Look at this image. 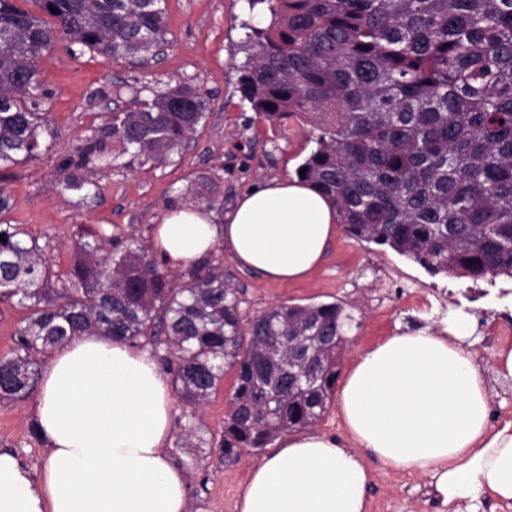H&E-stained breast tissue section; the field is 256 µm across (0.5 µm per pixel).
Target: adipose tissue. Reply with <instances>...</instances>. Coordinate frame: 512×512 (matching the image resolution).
I'll list each match as a JSON object with an SVG mask.
<instances>
[{"label":"adipose tissue","instance_id":"adipose-tissue-1","mask_svg":"<svg viewBox=\"0 0 512 512\" xmlns=\"http://www.w3.org/2000/svg\"><path fill=\"white\" fill-rule=\"evenodd\" d=\"M336 208L309 183L269 179L224 216L169 209L152 245L185 270L221 251L265 282L305 280L336 237ZM469 315L448 333L388 338L347 369L338 413L353 442L307 429L256 462L237 512H366L371 454L423 473L452 512H478L483 495L512 502V422L493 426L484 372L465 341ZM47 445L40 474L0 448V512H191L187 477L170 454L172 395L151 353L101 336L51 352L34 398Z\"/></svg>","mask_w":512,"mask_h":512}]
</instances>
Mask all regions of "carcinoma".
Masks as SVG:
<instances>
[{"label":"carcinoma","instance_id":"obj_1","mask_svg":"<svg viewBox=\"0 0 512 512\" xmlns=\"http://www.w3.org/2000/svg\"><path fill=\"white\" fill-rule=\"evenodd\" d=\"M0 0V171L48 153L33 101L37 64L58 43L75 55L151 54L166 42L161 0ZM270 21L249 27L240 77L251 108L317 131L300 179L336 205L351 239L387 247L432 276L512 278V0H250ZM55 11H50V8ZM206 94L177 84L91 131L55 180L89 194L91 168L124 154L167 164L206 117ZM202 204L223 213L217 185ZM0 298L30 310L0 358V402L28 398L38 356L83 335L163 344L174 387L193 410L235 371L220 448L230 459L314 427L335 393L356 306L279 304L247 319L215 256L180 282L151 247L84 228L62 276L49 244L4 217Z\"/></svg>","mask_w":512,"mask_h":512}]
</instances>
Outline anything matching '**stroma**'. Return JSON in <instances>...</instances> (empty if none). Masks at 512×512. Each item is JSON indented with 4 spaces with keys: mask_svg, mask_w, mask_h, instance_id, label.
Masks as SVG:
<instances>
[{
    "mask_svg": "<svg viewBox=\"0 0 512 512\" xmlns=\"http://www.w3.org/2000/svg\"><path fill=\"white\" fill-rule=\"evenodd\" d=\"M162 5L168 33L157 60L140 65L90 52L75 58L59 45L39 61V111L55 147L11 168L0 183L12 198L8 221L48 243L54 271L66 272L79 229L101 227L122 237L133 232L149 238L167 208L198 204L199 178H212L229 205L263 179L295 174L313 147L308 133L296 124L283 130L259 118L240 90L248 57L247 26L253 21L247 0H163ZM178 83L206 90L208 96L205 120L173 162L157 166L118 161L90 171L97 194L84 198L58 192L53 177L59 167L110 112L135 108L137 101ZM224 271L238 290L246 317L279 304H356L361 326L346 345L349 361L388 336L436 331L449 314H469L482 334L474 351L492 398L491 422L497 426L512 421V379L499 376L496 369V356L505 348L498 333L512 327L511 279L497 278L491 286V295L508 294L493 304L479 297L471 280L430 276L394 251L355 242L342 232L321 267L300 283H266L229 260ZM234 384V371L225 370L203 410L193 414L181 404L173 406L171 457L186 473L192 512H236L258 458L244 451L228 459L219 447ZM33 425L31 400L0 404V448L11 449L37 470L46 449L32 437ZM191 425L206 432L209 445H186L182 434ZM365 461L372 472L367 512H443L425 493L428 476L386 467L370 455Z\"/></svg>",
    "mask_w": 512,
    "mask_h": 512,
    "instance_id": "stroma-1",
    "label": "stroma"
}]
</instances>
